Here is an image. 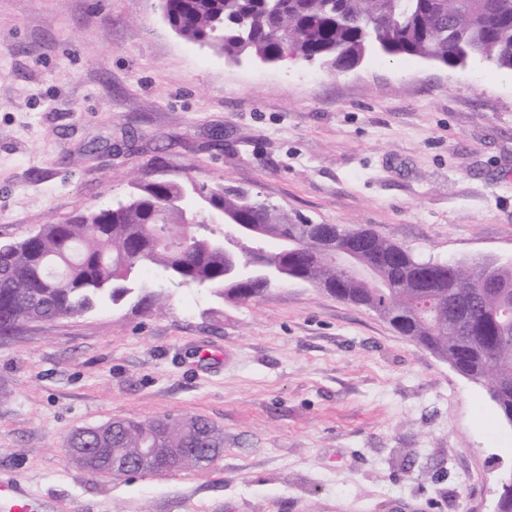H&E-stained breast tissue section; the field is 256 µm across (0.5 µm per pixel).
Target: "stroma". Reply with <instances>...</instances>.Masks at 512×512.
Instances as JSON below:
<instances>
[{
    "label": "stroma",
    "instance_id": "1",
    "mask_svg": "<svg viewBox=\"0 0 512 512\" xmlns=\"http://www.w3.org/2000/svg\"><path fill=\"white\" fill-rule=\"evenodd\" d=\"M159 172L425 260L510 263L512 71L234 62L178 36L161 0H0V239ZM140 283L163 308L0 339V478L47 512H492L512 426L375 312L300 281L239 303ZM164 414L218 425L223 455L112 477L65 453L76 429Z\"/></svg>",
    "mask_w": 512,
    "mask_h": 512
}]
</instances>
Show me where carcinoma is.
<instances>
[{"label": "carcinoma", "mask_w": 512, "mask_h": 512, "mask_svg": "<svg viewBox=\"0 0 512 512\" xmlns=\"http://www.w3.org/2000/svg\"><path fill=\"white\" fill-rule=\"evenodd\" d=\"M176 33L230 60L291 56L341 71L366 57L417 56L448 67L471 60L512 70V0H163ZM236 224H255L257 238ZM191 235L189 248L174 241ZM376 277L360 283L323 256L329 242L276 208L222 182L195 192L175 180L142 179L112 206L46 224L26 239L0 241V338L30 324L78 316L110 301L150 310L159 293L137 287L156 268L179 286L211 288L227 302L262 296L297 277L338 283V298L405 322L400 333L463 375L499 387V413L512 411V265L485 260L427 262L370 229L357 235ZM104 463L140 448L182 452L177 468L206 464L224 433L203 418L121 419L69 437Z\"/></svg>", "instance_id": "cac0c4a2"}]
</instances>
